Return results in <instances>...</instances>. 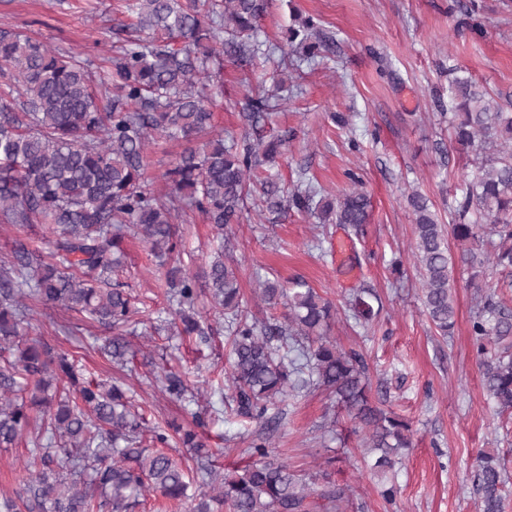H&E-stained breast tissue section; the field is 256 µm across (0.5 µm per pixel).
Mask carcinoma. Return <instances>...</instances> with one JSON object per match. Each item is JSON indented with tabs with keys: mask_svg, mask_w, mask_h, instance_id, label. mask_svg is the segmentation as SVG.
Instances as JSON below:
<instances>
[{
	"mask_svg": "<svg viewBox=\"0 0 512 512\" xmlns=\"http://www.w3.org/2000/svg\"><path fill=\"white\" fill-rule=\"evenodd\" d=\"M123 2L148 36L112 56V95L105 101L92 92L76 56L0 29V76L9 79L0 91V224H42L49 233L48 256L19 244L13 261L0 264V447L38 423L24 492L1 498L0 512H129L146 491L192 500V512H311L315 499L344 512L349 495L331 473H301L272 457L261 435L245 448L255 458L251 464L224 476L202 465L194 485L175 458L143 447V417L121 386L85 380L69 354L29 335L28 302L60 307L107 326L112 336L101 351L117 364L127 361L128 337L135 334L131 296L112 280L124 240L132 233L159 257L175 252V224L187 208L219 235L239 222L255 193L273 212L294 209L355 227L368 222L370 198L362 190L344 193L334 205L310 182L290 188L261 170L275 162L288 135L241 147L224 143L221 134L208 137L215 80L224 60L249 62L259 52L268 0ZM288 33L290 50L279 66L298 72L320 45L306 43L294 28ZM271 108L273 94L257 86L246 103L248 118L257 123ZM448 128L451 141L479 154L461 181L452 224L438 223L423 195L408 197L421 301L437 333H452L455 267L470 271L469 285L481 291L470 336L483 385L498 414H512V306L481 285L488 265L512 268V112L456 75L448 84ZM157 135L186 144L162 173L163 192L145 177L147 149ZM167 283L180 335L208 333L197 311L204 293L224 314L231 370L218 392L230 391L237 415L264 422L272 400L324 389L376 454L374 468L392 470L399 449L411 447L409 426L370 401L363 354L327 338L333 307L309 285L264 280L261 300L285 308L282 320L271 323L250 314L237 269L220 251L200 275L171 267ZM374 297L371 288L350 295L355 323L372 319ZM162 388L182 400L188 384L166 375ZM175 433L195 458L212 457L195 431ZM475 468L481 512H502L499 460L482 452Z\"/></svg>",
	"mask_w": 512,
	"mask_h": 512,
	"instance_id": "carcinoma-1",
	"label": "carcinoma"
}]
</instances>
